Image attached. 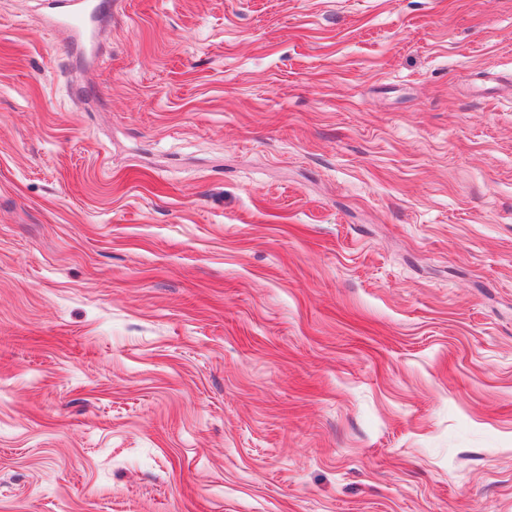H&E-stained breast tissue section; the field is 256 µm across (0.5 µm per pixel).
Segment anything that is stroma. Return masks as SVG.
<instances>
[{
    "label": "stroma",
    "mask_w": 512,
    "mask_h": 512,
    "mask_svg": "<svg viewBox=\"0 0 512 512\" xmlns=\"http://www.w3.org/2000/svg\"><path fill=\"white\" fill-rule=\"evenodd\" d=\"M0 0V512H512V0ZM101 7L112 10V0H75L68 12L52 15L46 22L55 29L66 31L79 45L92 43L95 46L98 39L96 10Z\"/></svg>",
    "instance_id": "1"
}]
</instances>
